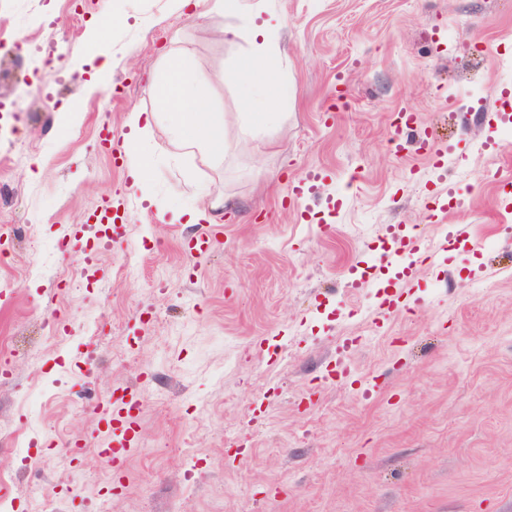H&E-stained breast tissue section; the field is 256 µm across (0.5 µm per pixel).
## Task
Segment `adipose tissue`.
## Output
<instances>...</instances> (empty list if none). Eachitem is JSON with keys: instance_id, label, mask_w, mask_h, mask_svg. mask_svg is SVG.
Here are the masks:
<instances>
[{"instance_id": "1", "label": "adipose tissue", "mask_w": 512, "mask_h": 512, "mask_svg": "<svg viewBox=\"0 0 512 512\" xmlns=\"http://www.w3.org/2000/svg\"><path fill=\"white\" fill-rule=\"evenodd\" d=\"M192 6L198 18H231V25L224 28L225 42L232 43L248 37L253 57L245 59L239 72L245 86H263L273 82L281 68V57L269 45L281 20L275 15H264L257 0H180ZM152 93L161 106L160 112L129 113L126 126V146L129 159L131 188H139L149 159L140 151L141 142L153 132L158 118H166L171 141L190 155L209 159L224 156V115L214 111L211 101L199 94L186 79L184 63L174 58L168 63L167 77L154 84Z\"/></svg>"}]
</instances>
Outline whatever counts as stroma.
<instances>
[{"mask_svg": "<svg viewBox=\"0 0 512 512\" xmlns=\"http://www.w3.org/2000/svg\"><path fill=\"white\" fill-rule=\"evenodd\" d=\"M266 5L287 93L256 122L227 18L0 0V41L26 46L0 52V420L39 448L27 465L0 438L10 512H44L36 484L57 512H512V0ZM171 58L223 112L224 157L157 124L137 193L126 120L157 111ZM405 112L417 138L397 153ZM311 170L327 176L290 195ZM108 198L122 235L92 251ZM217 199L221 245L187 252L205 227L178 212ZM396 226L441 259L385 269ZM380 273L403 283L397 310L366 284ZM128 386L136 445L112 463L88 407Z\"/></svg>", "mask_w": 512, "mask_h": 512, "instance_id": "obj_1", "label": "stroma"}]
</instances>
